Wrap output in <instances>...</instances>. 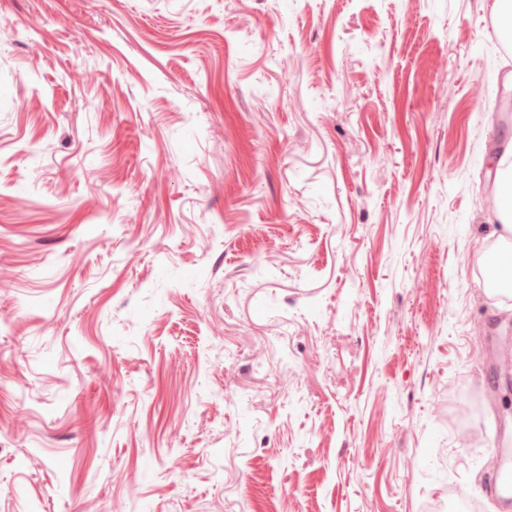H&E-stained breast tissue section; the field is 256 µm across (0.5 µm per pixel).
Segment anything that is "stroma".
Segmentation results:
<instances>
[{
	"mask_svg": "<svg viewBox=\"0 0 512 512\" xmlns=\"http://www.w3.org/2000/svg\"><path fill=\"white\" fill-rule=\"evenodd\" d=\"M493 3L0 0V512H493Z\"/></svg>",
	"mask_w": 512,
	"mask_h": 512,
	"instance_id": "1",
	"label": "stroma"
}]
</instances>
